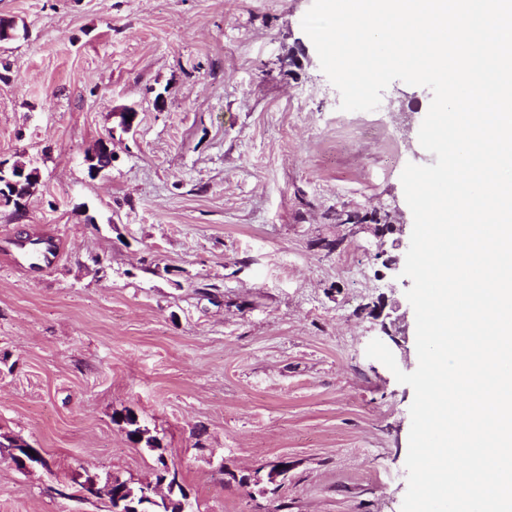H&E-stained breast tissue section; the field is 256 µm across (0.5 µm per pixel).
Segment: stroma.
I'll return each mask as SVG.
<instances>
[{
  "label": "stroma",
  "instance_id": "1",
  "mask_svg": "<svg viewBox=\"0 0 512 512\" xmlns=\"http://www.w3.org/2000/svg\"><path fill=\"white\" fill-rule=\"evenodd\" d=\"M312 2L0 0L25 26L0 45V159L40 174L0 232L66 238L51 268L0 267V431L47 461L0 450V512H112L80 500L86 476L154 481L127 409L195 512H401L414 391L366 348L390 312L399 369L418 365L412 282L384 265L407 248L336 213L412 224L400 176L436 161L432 93L392 82L360 133L301 27ZM106 136L116 160L90 177ZM113 420L118 423H123L127 429L128 435L137 443L144 441L146 448L156 453V463L159 464L164 458V448L155 436L150 435L149 429L141 425L138 416L131 410L123 412H115Z\"/></svg>",
  "mask_w": 512,
  "mask_h": 512
}]
</instances>
